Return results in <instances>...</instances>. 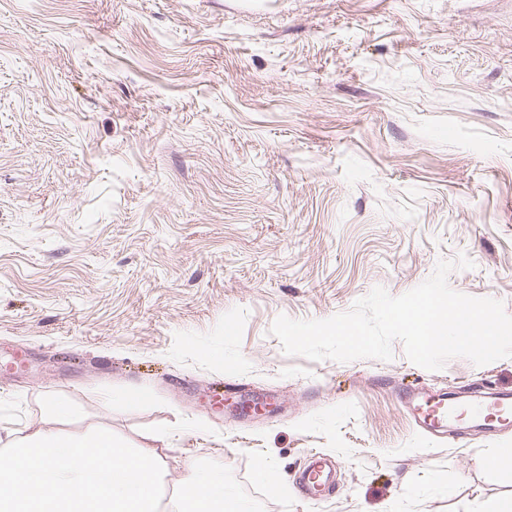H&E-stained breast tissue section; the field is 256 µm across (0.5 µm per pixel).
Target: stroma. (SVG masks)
Here are the masks:
<instances>
[{
  "label": "stroma",
  "instance_id": "1",
  "mask_svg": "<svg viewBox=\"0 0 512 512\" xmlns=\"http://www.w3.org/2000/svg\"><path fill=\"white\" fill-rule=\"evenodd\" d=\"M461 254L451 289L512 315V0H0V439L193 419L167 487L265 450L294 498L265 512H494L512 470L477 461L512 429L424 436L396 392L512 391V358L313 362L270 332ZM229 384L269 410L210 406ZM330 477L331 469L324 459L318 458L308 464L302 476V483L305 493L312 501L317 502L327 495L326 488Z\"/></svg>",
  "mask_w": 512,
  "mask_h": 512
}]
</instances>
